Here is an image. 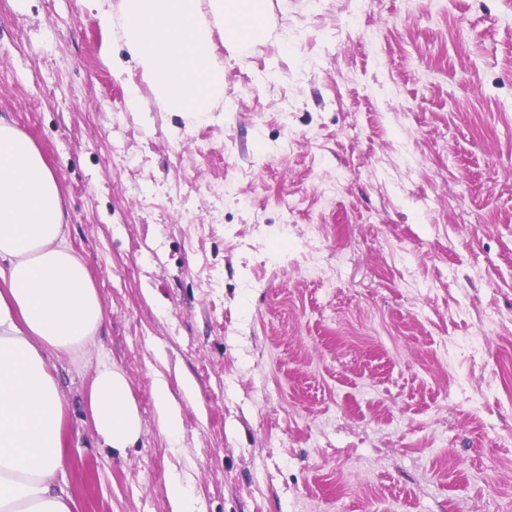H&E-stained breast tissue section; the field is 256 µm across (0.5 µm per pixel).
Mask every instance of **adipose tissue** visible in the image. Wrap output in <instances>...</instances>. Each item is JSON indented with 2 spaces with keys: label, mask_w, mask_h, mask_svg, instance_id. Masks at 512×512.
<instances>
[{
  "label": "adipose tissue",
  "mask_w": 512,
  "mask_h": 512,
  "mask_svg": "<svg viewBox=\"0 0 512 512\" xmlns=\"http://www.w3.org/2000/svg\"><path fill=\"white\" fill-rule=\"evenodd\" d=\"M66 222L55 173L0 115V512H72L55 481L65 400L48 360L86 346L104 311ZM88 405L103 447L135 446L142 419L120 368L97 367Z\"/></svg>",
  "instance_id": "adipose-tissue-1"
}]
</instances>
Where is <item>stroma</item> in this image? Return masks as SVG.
Instances as JSON below:
<instances>
[{
  "label": "stroma",
  "mask_w": 512,
  "mask_h": 512,
  "mask_svg": "<svg viewBox=\"0 0 512 512\" xmlns=\"http://www.w3.org/2000/svg\"><path fill=\"white\" fill-rule=\"evenodd\" d=\"M120 4L0 0V113L104 308L52 360L73 512H173L175 479L198 512H512V0H267L202 115L158 106ZM88 405L96 436L104 448L122 453L135 446L142 433V419L129 380L120 368L97 367ZM154 391L157 400L160 429L169 437L176 438L180 435L182 429L180 411L173 405L167 384L164 380H155Z\"/></svg>",
  "instance_id": "35a3bbf8"
}]
</instances>
